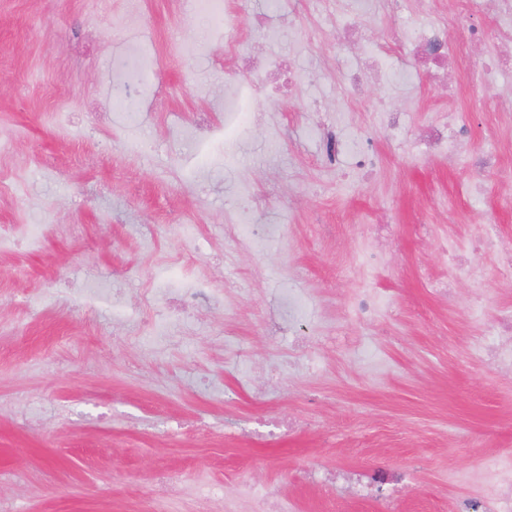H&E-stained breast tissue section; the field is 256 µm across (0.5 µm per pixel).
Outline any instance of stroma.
<instances>
[{"label": "stroma", "mask_w": 512, "mask_h": 512, "mask_svg": "<svg viewBox=\"0 0 512 512\" xmlns=\"http://www.w3.org/2000/svg\"><path fill=\"white\" fill-rule=\"evenodd\" d=\"M338 2L294 0L291 28L271 41L254 20L275 0H239L227 41L184 23L179 0H139L142 22L124 31L128 0H97L91 15L85 0H0V136L13 138L0 166L26 177L25 191L0 196V225L45 227L33 248L0 252V499L15 512H153L162 470L183 477L175 512H201L203 484L223 487V512H255L246 478L288 512H385V498L315 477L356 468L405 472L404 512H451L457 498L482 493L499 450L512 449V370L467 351L480 334L472 293L482 290L495 315L512 307V279H499L489 258L481 282H458L448 298L426 285L446 271L443 239L465 245L481 218L512 241V205L489 174L482 205L458 196L467 172L422 157L419 141L449 107L482 148L512 107V75L478 108L427 82L350 97L359 63L333 46ZM427 21L405 0L398 15L375 13L363 27L373 44ZM89 28L87 62L71 47ZM134 42L154 50L160 98L138 125L116 112L111 128L94 127L88 107L111 94L112 62ZM255 50L292 60L303 78L242 136L212 143L198 168L181 130L203 111L223 120L234 62ZM59 97L77 106L72 127L46 120ZM379 102L400 111V136L380 128ZM320 129L371 137L381 165L366 176L331 163ZM251 196V222L284 229L258 256L240 250L229 223ZM388 220L399 239L376 286L397 316L359 320L353 268L372 225ZM148 224L158 232L146 235ZM195 233L209 242L197 278L222 302L198 304L148 342L134 321L162 307H140L141 291ZM89 283L118 289L132 322L117 325L106 301L85 306ZM290 287L307 304L300 325L289 321ZM282 415L296 428L254 434V420Z\"/></svg>", "instance_id": "35a3bbf8"}]
</instances>
